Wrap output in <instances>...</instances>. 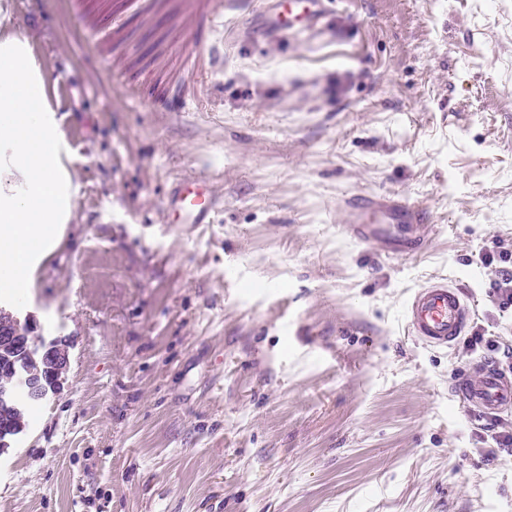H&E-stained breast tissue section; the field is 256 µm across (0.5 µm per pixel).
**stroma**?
Segmentation results:
<instances>
[{"label": "stroma", "instance_id": "35a3bbf8", "mask_svg": "<svg viewBox=\"0 0 512 512\" xmlns=\"http://www.w3.org/2000/svg\"><path fill=\"white\" fill-rule=\"evenodd\" d=\"M82 184L36 285L57 393L0 448V512H512L450 391L487 357L403 331L434 277L512 348V0H11ZM179 103L158 112L153 100ZM206 178L211 224L163 208ZM422 207L418 254L341 231L349 195ZM324 0H279L278 25L286 26L285 13L296 14L305 21L317 22L323 16L321 5ZM491 289L500 308L512 307V269L502 268Z\"/></svg>", "mask_w": 512, "mask_h": 512}]
</instances>
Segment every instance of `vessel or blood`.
Returning <instances> with one entry per match:
<instances>
[{
    "instance_id": "1",
    "label": "vessel or blood",
    "mask_w": 512,
    "mask_h": 512,
    "mask_svg": "<svg viewBox=\"0 0 512 512\" xmlns=\"http://www.w3.org/2000/svg\"><path fill=\"white\" fill-rule=\"evenodd\" d=\"M324 0H279L280 13L316 22L321 19ZM220 207L208 182L189 177L177 184L167 196L164 208L181 224H211ZM348 220L345 234L373 243L389 237V225L411 226L425 221L418 205L393 194L347 199ZM475 315L465 293L450 285L447 278L436 277L417 289L407 300L404 317L409 336L424 346L449 348L464 336ZM453 390L471 415L498 414L512 408V371L492 362L475 364L458 375Z\"/></svg>"
}]
</instances>
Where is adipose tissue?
<instances>
[{"instance_id":"obj_1","label":"adipose tissue","mask_w":512,"mask_h":512,"mask_svg":"<svg viewBox=\"0 0 512 512\" xmlns=\"http://www.w3.org/2000/svg\"><path fill=\"white\" fill-rule=\"evenodd\" d=\"M47 85L29 38L0 27V276L25 272L27 287L80 190Z\"/></svg>"}]
</instances>
